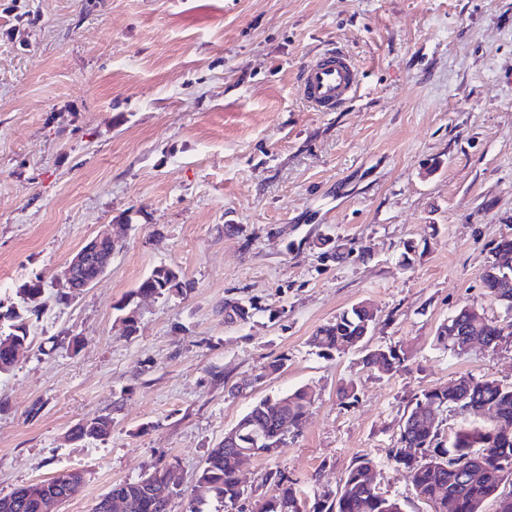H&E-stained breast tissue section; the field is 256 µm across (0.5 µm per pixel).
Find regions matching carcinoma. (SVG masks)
<instances>
[{
  "label": "carcinoma",
  "mask_w": 512,
  "mask_h": 512,
  "mask_svg": "<svg viewBox=\"0 0 512 512\" xmlns=\"http://www.w3.org/2000/svg\"><path fill=\"white\" fill-rule=\"evenodd\" d=\"M493 261L480 275L485 293L504 309L512 312V237L500 239L492 248ZM190 283L179 270L161 265L138 283V292L157 298L187 290ZM44 293L41 281L25 282L17 288L19 309L4 312L8 330L0 329V371L14 365L12 348L27 342L28 321L41 312ZM224 316L232 321L247 322L253 316V304L240 299L224 300ZM450 325L442 324L434 337L435 344L448 354L462 357L460 343L471 341L486 349L512 346V318L488 319L472 314L464 305L448 316ZM375 321L374 312L363 305L342 310L334 319L316 329L310 345L320 355L344 353L362 346L364 331ZM406 361L405 354L392 346L367 350L364 366L385 372L397 371ZM312 397L303 388L265 398L250 409L232 427L235 441L226 447L219 443L207 455L197 480L198 489L228 505L237 504L246 491L240 483L238 457H273L287 445V432H300L307 419ZM435 404L438 412L450 408L473 417H489L483 428L459 429L450 444L439 437V423L427 407ZM288 421V431L282 430ZM112 432V417L99 415L80 422L71 434L83 441L105 440ZM390 459L398 468L410 473L417 496L429 505L448 500L453 512H485V505L495 503V512H512V490L504 493L501 486L512 483V384L495 379L464 375L446 387L421 390L404 413L398 446ZM378 466L367 455L345 472L337 491H327L314 499L312 512H403L401 503L378 492ZM265 481L273 494L263 499L259 512H306L300 490L285 472L271 470ZM85 483L80 469H67L42 481L65 498L75 496ZM110 494L120 496L124 512H168L169 500L158 499L145 492L138 481L117 483ZM0 512H47L45 496L23 486L0 497Z\"/></svg>",
  "instance_id": "cac0c4a2"
}]
</instances>
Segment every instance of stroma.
Masks as SVG:
<instances>
[{"label": "stroma", "instance_id": "obj_1", "mask_svg": "<svg viewBox=\"0 0 512 512\" xmlns=\"http://www.w3.org/2000/svg\"><path fill=\"white\" fill-rule=\"evenodd\" d=\"M330 47L362 85L345 110L314 112L296 78ZM114 224L126 233L107 273L56 301V275ZM325 235L351 254L325 258ZM505 236L512 0H0V304L25 282L45 288L0 372V495L78 468L85 484L59 512H92L164 460L181 489L169 510L188 512L225 432L304 387L302 432L241 463L238 507L209 498L202 512H257L276 468L306 498L337 490L362 455L384 496L431 512L390 451L421 390L463 375L512 384V348L453 358L434 344L458 307L501 316L480 274ZM161 265L187 293L135 296ZM228 298L256 314L226 323ZM358 303L376 314L370 345L403 350L404 368L310 345ZM345 382L354 402L337 394ZM102 414L109 438L71 441Z\"/></svg>", "mask_w": 512, "mask_h": 512}]
</instances>
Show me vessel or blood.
Returning <instances> with one entry per match:
<instances>
[{"label":"vessel or blood","instance_id":"1","mask_svg":"<svg viewBox=\"0 0 512 512\" xmlns=\"http://www.w3.org/2000/svg\"><path fill=\"white\" fill-rule=\"evenodd\" d=\"M297 83L298 92L309 108L338 112L354 101L360 72L347 52L330 49L302 66Z\"/></svg>","mask_w":512,"mask_h":512}]
</instances>
